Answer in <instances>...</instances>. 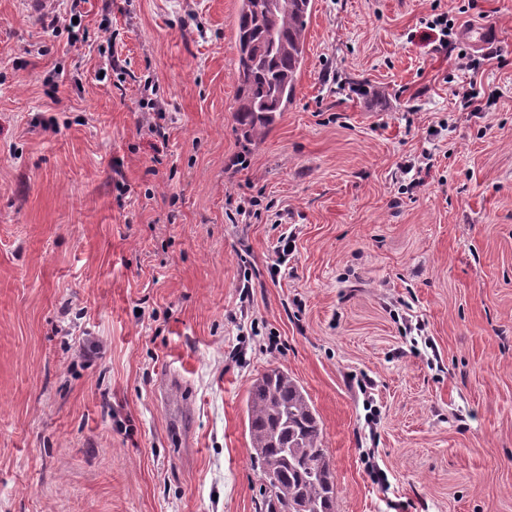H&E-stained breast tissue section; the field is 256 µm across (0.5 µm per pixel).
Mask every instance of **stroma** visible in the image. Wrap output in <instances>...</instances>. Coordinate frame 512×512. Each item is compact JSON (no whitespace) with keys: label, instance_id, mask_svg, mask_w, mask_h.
Here are the masks:
<instances>
[{"label":"stroma","instance_id":"1","mask_svg":"<svg viewBox=\"0 0 512 512\" xmlns=\"http://www.w3.org/2000/svg\"><path fill=\"white\" fill-rule=\"evenodd\" d=\"M237 9L0 0V512H257L272 367L320 417L336 512H512V0H316L252 145ZM446 11L500 56L436 50ZM72 12L84 42L46 36Z\"/></svg>","mask_w":512,"mask_h":512}]
</instances>
